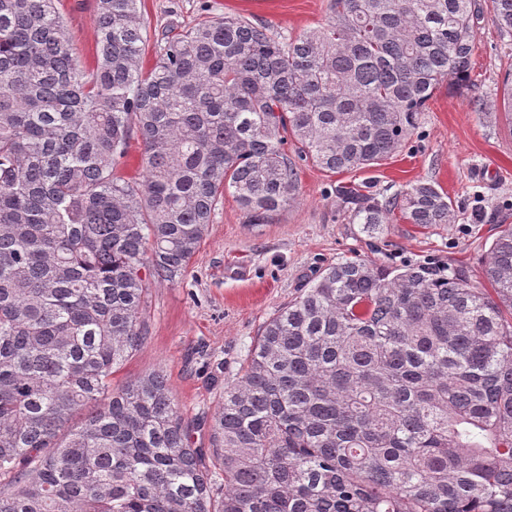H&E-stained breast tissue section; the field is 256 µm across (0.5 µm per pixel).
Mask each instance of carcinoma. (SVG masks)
<instances>
[{
    "label": "carcinoma",
    "mask_w": 512,
    "mask_h": 512,
    "mask_svg": "<svg viewBox=\"0 0 512 512\" xmlns=\"http://www.w3.org/2000/svg\"><path fill=\"white\" fill-rule=\"evenodd\" d=\"M475 0H331L298 36L224 14L143 67L138 0H96L81 67L55 0H0V512H512V224L483 265L343 259L266 320L210 447L153 370L150 286L178 282L230 191L247 223L298 158L375 168L440 83L470 80ZM512 36V0H490ZM142 176L116 173L132 133ZM375 233L452 224L418 181L338 185Z\"/></svg>",
    "instance_id": "carcinoma-1"
}]
</instances>
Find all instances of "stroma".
Here are the masks:
<instances>
[{
	"label": "stroma",
	"mask_w": 512,
	"mask_h": 512,
	"mask_svg": "<svg viewBox=\"0 0 512 512\" xmlns=\"http://www.w3.org/2000/svg\"><path fill=\"white\" fill-rule=\"evenodd\" d=\"M67 34L83 66H92L97 41L95 0H60ZM329 0H141L146 52L166 35L224 14L268 22L296 36L321 25ZM512 62V38L489 16L476 28L468 88L440 85L401 152L372 171L330 173L312 162L298 165L295 198L265 224L247 223L225 194L183 280L151 287L150 332L115 376L124 382L163 370L182 413L201 424L195 446L209 445V419L222 407L264 322L297 296L326 266L359 257L398 267L453 263L474 283L498 225L512 224V123L504 115L503 78ZM487 109L474 111L473 100ZM419 180L450 197L456 221L422 228L391 219L379 239L348 220L338 184L375 189L390 197Z\"/></svg>",
	"instance_id": "stroma-1"
}]
</instances>
